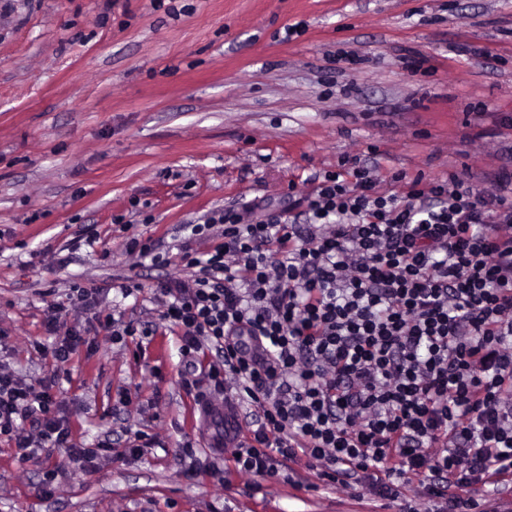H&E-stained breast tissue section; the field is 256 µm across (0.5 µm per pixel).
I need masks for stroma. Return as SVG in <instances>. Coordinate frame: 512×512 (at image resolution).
I'll return each mask as SVG.
<instances>
[{
	"label": "stroma",
	"instance_id": "obj_1",
	"mask_svg": "<svg viewBox=\"0 0 512 512\" xmlns=\"http://www.w3.org/2000/svg\"><path fill=\"white\" fill-rule=\"evenodd\" d=\"M348 157L477 190L512 168V0H0V366L58 380L74 441L112 448L82 470L0 438V512H399L305 469L258 491L230 462L187 475L207 427L175 336L116 344L96 319L158 321L152 286L185 273L126 254L131 235L280 210ZM52 314L87 340L60 366ZM139 430L153 446L125 455Z\"/></svg>",
	"mask_w": 512,
	"mask_h": 512
}]
</instances>
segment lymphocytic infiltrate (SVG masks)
<instances>
[{
  "instance_id": "lymphocytic-infiltrate-1",
  "label": "lymphocytic infiltrate",
  "mask_w": 512,
  "mask_h": 512,
  "mask_svg": "<svg viewBox=\"0 0 512 512\" xmlns=\"http://www.w3.org/2000/svg\"><path fill=\"white\" fill-rule=\"evenodd\" d=\"M372 168L326 171L297 215L227 207L190 227L187 273L159 282L194 401H234L233 451L254 483L301 461L396 500L415 482L450 512L512 477V170L475 193ZM210 242L197 256L193 242ZM20 458L87 469L52 386L0 369V437Z\"/></svg>"
}]
</instances>
